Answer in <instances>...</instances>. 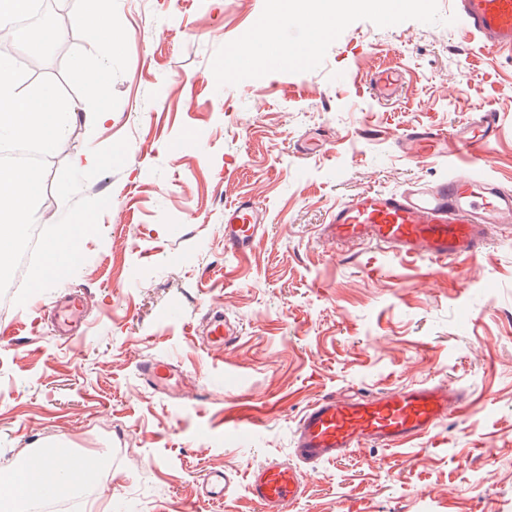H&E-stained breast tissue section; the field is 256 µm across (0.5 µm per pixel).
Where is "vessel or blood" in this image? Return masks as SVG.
Returning <instances> with one entry per match:
<instances>
[{"instance_id":"obj_1","label":"vessel or blood","mask_w":512,"mask_h":512,"mask_svg":"<svg viewBox=\"0 0 512 512\" xmlns=\"http://www.w3.org/2000/svg\"><path fill=\"white\" fill-rule=\"evenodd\" d=\"M457 13L488 60L512 59V0H456ZM402 85L398 69L377 72L374 89L388 100ZM500 133L496 113L480 110L453 133L415 124L396 141L404 155L442 158L448 174L434 182L415 181L401 191L367 190L333 208L321 228L333 244L373 245L398 260L420 259L444 266L476 256L497 233L512 231V186L489 178L486 146ZM265 227V210L243 199L224 209V249L240 256L251 250ZM56 333L81 325L85 299L71 294L55 302ZM237 339L235 324L214 316L206 340L221 350ZM144 382L164 390L182 380L167 359L143 361ZM465 405V395L445 381L374 391L357 397L326 396L309 405L293 434V461L269 458L250 467L247 491L261 512H292L303 498L307 473L360 448H399L431 434ZM235 485L224 468L206 471L198 486L204 501L222 504Z\"/></svg>"}]
</instances>
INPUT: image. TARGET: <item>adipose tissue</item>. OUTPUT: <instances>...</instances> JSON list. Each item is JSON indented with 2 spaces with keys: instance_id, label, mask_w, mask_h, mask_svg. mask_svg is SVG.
Here are the masks:
<instances>
[{
  "instance_id": "1",
  "label": "adipose tissue",
  "mask_w": 512,
  "mask_h": 512,
  "mask_svg": "<svg viewBox=\"0 0 512 512\" xmlns=\"http://www.w3.org/2000/svg\"><path fill=\"white\" fill-rule=\"evenodd\" d=\"M368 0H269L268 18L299 16L309 24L308 36L303 46L288 48L287 56L299 60L323 41L325 34L335 28L337 20L350 10L367 6ZM98 473V461L80 457L73 452L54 453L46 457L34 468L19 473L18 484L0 485V494H17L19 485L39 483L50 487L66 482L69 488H81L93 482Z\"/></svg>"
}]
</instances>
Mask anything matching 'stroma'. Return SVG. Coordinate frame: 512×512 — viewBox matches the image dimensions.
<instances>
[{
	"mask_svg": "<svg viewBox=\"0 0 512 512\" xmlns=\"http://www.w3.org/2000/svg\"><path fill=\"white\" fill-rule=\"evenodd\" d=\"M103 7L118 32L104 94L72 78L75 62L106 60L79 25L61 30L64 55L46 51V74L76 115L47 158L36 208L38 221L58 222L63 166L128 139L123 167L80 190L111 204L61 282L84 292L91 328L69 345L48 326L29 331L52 289L0 313V328L19 327L0 339V468L56 436L104 458L82 512H260L241 482L223 505L198 500L202 475L290 458L296 422L318 398L446 380L463 390L464 411L404 449L320 466L293 512H512V233L446 268L320 236L352 195L447 174L398 151L416 123L450 131L496 112L487 173L512 185V61L488 62L451 0H412L394 16L349 12L303 65L246 59L232 76L226 50L267 0ZM386 67L401 70L403 89L381 102L372 82ZM100 107L111 117L96 124ZM310 136L327 146L304 159ZM242 197L263 206L267 226L237 257L224 250V207ZM218 310L240 329L221 351L205 342ZM153 357L194 377L188 398L143 382L138 365ZM247 408L255 425L226 439L225 415Z\"/></svg>",
	"mask_w": 512,
	"mask_h": 512,
	"instance_id": "35a3bbf8",
	"label": "stroma"
}]
</instances>
